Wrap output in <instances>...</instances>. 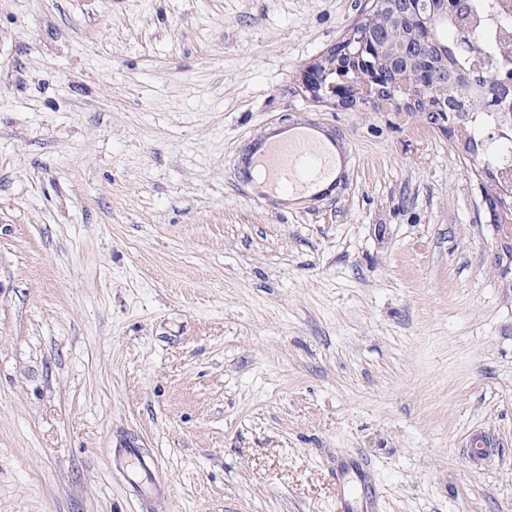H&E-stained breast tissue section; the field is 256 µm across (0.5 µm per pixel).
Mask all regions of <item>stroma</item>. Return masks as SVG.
<instances>
[{
	"mask_svg": "<svg viewBox=\"0 0 512 512\" xmlns=\"http://www.w3.org/2000/svg\"><path fill=\"white\" fill-rule=\"evenodd\" d=\"M365 4L0 0V512H339L352 460L375 512H512V237L429 113L306 90ZM310 119L335 197L249 200ZM138 450L129 445L114 449L112 462L122 467L131 457H136ZM137 466L133 472V492L142 499H160L166 495L165 487L154 476V462H146L137 458Z\"/></svg>",
	"mask_w": 512,
	"mask_h": 512,
	"instance_id": "obj_1",
	"label": "stroma"
}]
</instances>
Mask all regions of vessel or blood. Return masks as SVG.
Wrapping results in <instances>:
<instances>
[{"label":"vessel or blood","instance_id":"obj_1","mask_svg":"<svg viewBox=\"0 0 512 512\" xmlns=\"http://www.w3.org/2000/svg\"><path fill=\"white\" fill-rule=\"evenodd\" d=\"M350 163L343 143L317 122H295L271 127L255 138L241 158L243 172L251 183L250 198L261 202L277 199L290 205L294 198L326 200L336 191L338 173ZM347 467L356 475L354 491H341L342 512L352 508L351 494L359 492L364 504H371L372 491L361 464L351 461ZM133 491L142 499H160L166 494L157 481L152 463L138 462L133 472Z\"/></svg>","mask_w":512,"mask_h":512}]
</instances>
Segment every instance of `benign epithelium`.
<instances>
[{"label": "benign epithelium", "mask_w": 512, "mask_h": 512, "mask_svg": "<svg viewBox=\"0 0 512 512\" xmlns=\"http://www.w3.org/2000/svg\"><path fill=\"white\" fill-rule=\"evenodd\" d=\"M464 0H372L368 18L339 48L316 66L308 82L316 98L345 88L349 103L373 102L382 95L403 102L426 95L425 111L448 123L450 138L468 140L466 127L476 111L494 105L499 111L488 137L512 141V77L499 75L473 93L467 82L437 66L429 30L442 16L462 17ZM476 175L491 179L495 194L481 195L493 223L512 232V181L492 177V169L476 164Z\"/></svg>", "instance_id": "benign-epithelium-1"}]
</instances>
